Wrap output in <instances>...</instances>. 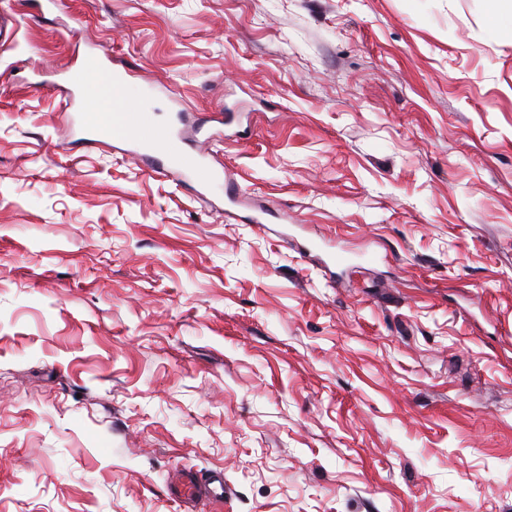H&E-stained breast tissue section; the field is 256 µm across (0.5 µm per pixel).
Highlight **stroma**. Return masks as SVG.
I'll return each instance as SVG.
<instances>
[{"label":"stroma","mask_w":512,"mask_h":512,"mask_svg":"<svg viewBox=\"0 0 512 512\" xmlns=\"http://www.w3.org/2000/svg\"><path fill=\"white\" fill-rule=\"evenodd\" d=\"M2 17L0 512H512V39L487 0ZM89 50L236 199L79 142ZM184 468L223 471V502L173 500Z\"/></svg>","instance_id":"1"}]
</instances>
